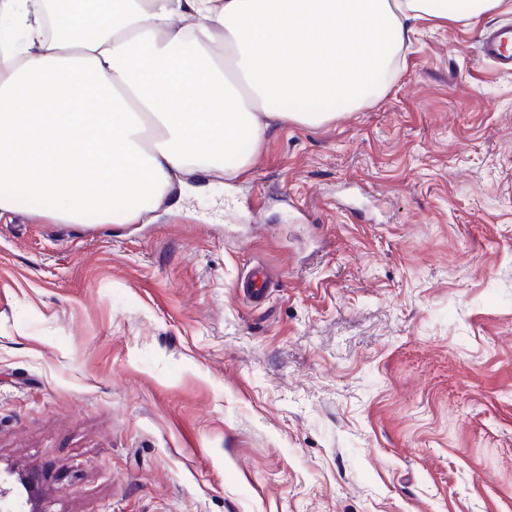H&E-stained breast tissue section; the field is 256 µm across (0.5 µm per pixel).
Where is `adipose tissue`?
<instances>
[{
    "label": "adipose tissue",
    "instance_id": "1",
    "mask_svg": "<svg viewBox=\"0 0 512 512\" xmlns=\"http://www.w3.org/2000/svg\"><path fill=\"white\" fill-rule=\"evenodd\" d=\"M446 0H0V215L134 224L192 173L233 175L274 127L389 88Z\"/></svg>",
    "mask_w": 512,
    "mask_h": 512
}]
</instances>
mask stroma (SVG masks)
Listing matches in <instances>:
<instances>
[{
  "instance_id": "35a3bbf8",
  "label": "stroma",
  "mask_w": 512,
  "mask_h": 512,
  "mask_svg": "<svg viewBox=\"0 0 512 512\" xmlns=\"http://www.w3.org/2000/svg\"><path fill=\"white\" fill-rule=\"evenodd\" d=\"M505 20L416 22L383 95L139 223L0 216V469L44 512H512ZM479 57L501 72L512 73V24L502 23L483 32L478 39ZM268 284V275L261 267L252 268L240 282L243 294L255 300L265 296ZM9 476H14L15 486L18 494L24 498L28 510H2V499L9 491L2 488V474L0 473V511L1 512H42L41 503L43 499V477L36 472H16L8 470Z\"/></svg>"
}]
</instances>
